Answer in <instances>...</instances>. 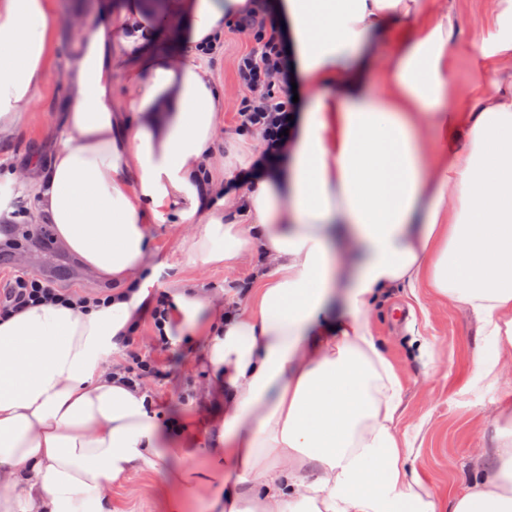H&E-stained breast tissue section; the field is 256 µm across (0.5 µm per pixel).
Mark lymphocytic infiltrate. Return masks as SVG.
<instances>
[{
    "mask_svg": "<svg viewBox=\"0 0 512 512\" xmlns=\"http://www.w3.org/2000/svg\"><path fill=\"white\" fill-rule=\"evenodd\" d=\"M240 29L254 31L257 47L241 55L236 68V80L241 91L238 108L240 127L259 134L262 146L249 168L239 170L238 183H248L265 170L277 166L285 157L291 142L293 115L292 82L294 70L288 42L277 25L266 0H257L248 15L238 20ZM111 289L94 293L64 289L45 277H38L22 268H15L9 288L0 296V316L19 313L35 303L55 302L85 309L108 301Z\"/></svg>",
    "mask_w": 512,
    "mask_h": 512,
    "instance_id": "1",
    "label": "lymphocytic infiltrate"
}]
</instances>
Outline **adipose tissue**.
Returning a JSON list of instances; mask_svg holds the SVG:
<instances>
[{"instance_id": "obj_1", "label": "adipose tissue", "mask_w": 512, "mask_h": 512, "mask_svg": "<svg viewBox=\"0 0 512 512\" xmlns=\"http://www.w3.org/2000/svg\"><path fill=\"white\" fill-rule=\"evenodd\" d=\"M248 2L119 0L78 26L59 146L26 177L38 216L111 281L112 302L0 319V512H112L121 477L204 449V472L171 478L187 495L223 488L210 512H437L405 479L403 386L370 306L397 285L432 288L493 340L486 372L512 364V0H488L470 61L493 79L469 106L453 101L455 16L437 0H270L308 104L282 165L221 197L224 87L202 59ZM51 9L0 0V139L50 74ZM394 23L402 36L376 86L368 45ZM166 31L187 55L160 43ZM169 218L200 265L235 267L250 247L267 261L244 308L226 311L193 280L169 297L162 335L202 338L206 395L223 402L201 440L160 427L147 389L110 362L148 304L147 226ZM473 465L452 512H512V426Z\"/></svg>"}]
</instances>
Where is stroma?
Wrapping results in <instances>:
<instances>
[{
	"instance_id": "obj_1",
	"label": "stroma",
	"mask_w": 512,
	"mask_h": 512,
	"mask_svg": "<svg viewBox=\"0 0 512 512\" xmlns=\"http://www.w3.org/2000/svg\"><path fill=\"white\" fill-rule=\"evenodd\" d=\"M453 8L459 44L454 93L466 103L476 84L492 79L491 74L480 76L472 71L468 54L470 44L486 38L489 32L484 21L485 0H455ZM52 11V75L37 91L34 106L23 116L17 131L11 138L0 140V197L6 201L0 221L6 223L16 209L31 213L36 208V195L29 182L22 178L9 180V173L23 170L31 161L46 159L57 141L54 122L64 98L60 74L74 40L67 20L78 14L101 18L103 0H53ZM255 43L253 32L240 30L233 23L225 25L224 48L209 59L208 65L226 87L236 88V59ZM33 230L35 238L24 248L25 267L31 274L53 276L64 288L104 287L103 278L56 240L52 225L38 221ZM181 230V225L170 221L149 225V262L155 270L150 291L168 292L182 280L196 279L209 291L222 294L225 304L243 306L247 298L239 294L237 286L251 283L255 269L264 263L262 254L251 252L234 270L220 265L201 267L179 250ZM396 307L413 308L414 323L408 326L395 321L391 312ZM369 317L379 345L394 363L403 384L400 427L408 431L413 442L407 470L438 500L442 512H449L453 494L472 480L471 449L492 447L495 423L501 420L504 408L512 407V366L482 374L476 362L490 353L491 343L482 335L476 317L469 309L440 298L432 289H389L372 307ZM412 334L430 343L427 358L408 353L405 341ZM134 351L149 353L159 362V374L147 384L157 414L165 420L179 419L194 436L203 437L223 407L216 400L195 397L209 379L208 370L199 361L198 347L176 343L170 351H160L152 320L146 315L138 332L120 344L111 360L126 366ZM185 464V459H171L113 484L112 512H169L172 500L180 494L171 482V473Z\"/></svg>"
}]
</instances>
